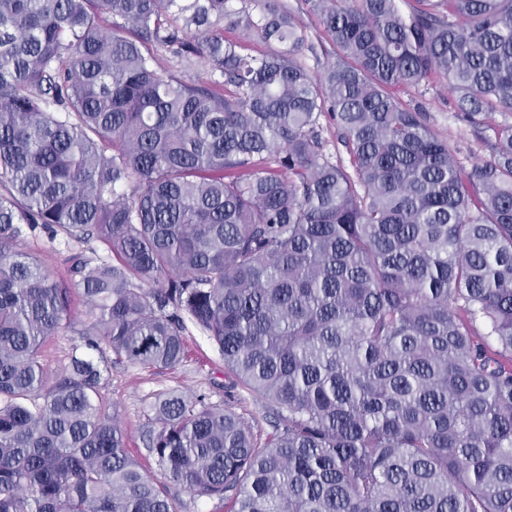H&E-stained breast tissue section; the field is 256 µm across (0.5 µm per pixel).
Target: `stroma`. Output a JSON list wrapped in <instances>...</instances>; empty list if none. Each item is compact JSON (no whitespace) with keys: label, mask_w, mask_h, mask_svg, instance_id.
I'll list each match as a JSON object with an SVG mask.
<instances>
[{"label":"stroma","mask_w":512,"mask_h":512,"mask_svg":"<svg viewBox=\"0 0 512 512\" xmlns=\"http://www.w3.org/2000/svg\"><path fill=\"white\" fill-rule=\"evenodd\" d=\"M284 2L309 44L299 57L300 63L310 71H319L326 62L334 60L335 45L325 36L305 0ZM399 96L407 103L423 106L429 127L447 142L450 152L464 165L490 160L494 154L496 127L512 124V113L495 112L485 118L483 125L474 126L458 111L456 96L447 82L439 78L418 87L400 89ZM19 248L37 255L48 270L60 275L67 273L74 254L92 259L107 255L106 246L97 239L66 245L50 240L43 232L24 234ZM72 309V327L50 337L43 346L42 359L50 370L56 371L68 364L73 346L80 343L81 334L89 325L88 308L81 295H74ZM172 390L191 397L204 396L208 404L232 410L263 431L270 428L269 414L259 399L234 385L213 344L196 330L188 334L186 357L176 367L141 368L123 363L112 366L109 382L102 392L103 406L106 414L117 418L126 434L130 453L158 485L175 498L178 512H224L218 500L197 496L185 485L174 481L144 446L143 435L150 419L149 404L156 394Z\"/></svg>","instance_id":"1"}]
</instances>
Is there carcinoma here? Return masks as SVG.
Instances as JSON below:
<instances>
[{
    "mask_svg": "<svg viewBox=\"0 0 512 512\" xmlns=\"http://www.w3.org/2000/svg\"><path fill=\"white\" fill-rule=\"evenodd\" d=\"M229 2L0 0V512H178L101 392L114 360L179 365L190 326L271 431L169 391L146 446L225 512H512V124L466 167L397 95L511 113L512 0H305L318 74L281 0ZM25 228L112 259L57 277ZM75 290L92 323L51 373ZM288 6V10L295 17L299 28L307 36L306 45L311 44L313 49L305 48L298 60L311 72L319 71L327 61L336 57V46L325 36L319 19L308 11L304 0H281ZM224 36L242 42L246 48L250 49L252 54L272 53L279 49V46L276 43H266L260 40L256 36L251 35L243 26L233 30H224ZM158 54L161 58L162 64L165 67L170 68L176 75L193 83L198 82V80H205L207 76V68L203 64L196 63L189 68H185L177 59L172 58L169 53L159 51Z\"/></svg>",
    "mask_w": 512,
    "mask_h": 512,
    "instance_id": "1",
    "label": "carcinoma"
}]
</instances>
